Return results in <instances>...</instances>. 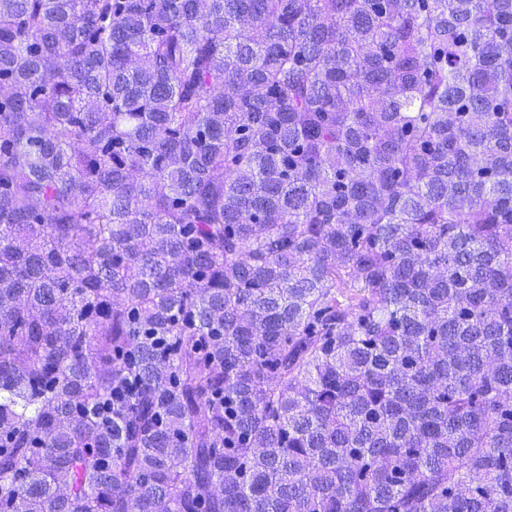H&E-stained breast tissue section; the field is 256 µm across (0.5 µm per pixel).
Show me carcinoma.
<instances>
[{"instance_id":"obj_1","label":"carcinoma","mask_w":512,"mask_h":512,"mask_svg":"<svg viewBox=\"0 0 512 512\" xmlns=\"http://www.w3.org/2000/svg\"><path fill=\"white\" fill-rule=\"evenodd\" d=\"M0 512H512V0H0Z\"/></svg>"}]
</instances>
